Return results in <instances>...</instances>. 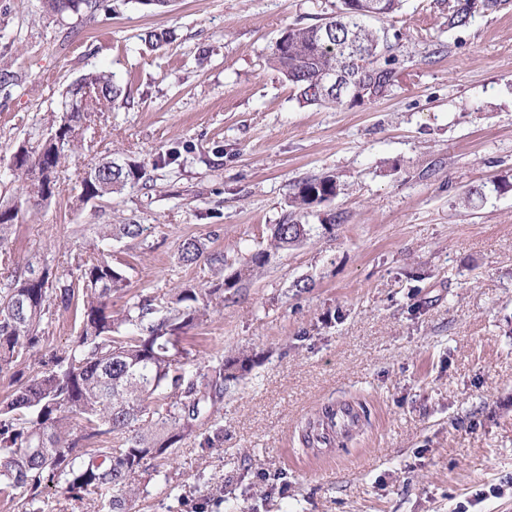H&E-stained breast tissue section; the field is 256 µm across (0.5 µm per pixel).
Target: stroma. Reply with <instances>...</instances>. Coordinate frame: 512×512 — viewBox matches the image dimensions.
<instances>
[{
	"label": "stroma",
	"mask_w": 512,
	"mask_h": 512,
	"mask_svg": "<svg viewBox=\"0 0 512 512\" xmlns=\"http://www.w3.org/2000/svg\"><path fill=\"white\" fill-rule=\"evenodd\" d=\"M335 4L104 0L58 19L42 0H0V73L13 77L0 86V203L20 210L16 265L67 269L93 255L90 225L144 224L147 245L107 250L129 295L167 302L215 279L206 260H179L183 240L223 253L229 274L271 225L312 227L189 331L199 360L252 362L195 436L132 477L140 512H512V189H493L512 182V10L452 30L448 0H404L374 22L401 48L398 87L355 107L306 105L268 58ZM154 30L170 41L149 47ZM101 71L125 104L92 113L49 201L22 196L12 154ZM173 148L179 163L148 187L81 200L89 167ZM324 175L338 195L292 211L298 184ZM475 189L485 199L463 208ZM41 334L26 364L0 372V400L72 344L73 314L54 312ZM346 404L357 425L304 449L306 420Z\"/></svg>",
	"instance_id": "obj_1"
}]
</instances>
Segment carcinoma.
Here are the masks:
<instances>
[{
  "label": "carcinoma",
  "instance_id": "carcinoma-1",
  "mask_svg": "<svg viewBox=\"0 0 512 512\" xmlns=\"http://www.w3.org/2000/svg\"><path fill=\"white\" fill-rule=\"evenodd\" d=\"M65 10L63 0H44L47 14L93 15L100 0H74ZM512 5V0H448V28H463L477 15H489ZM364 0H336V11L325 21L285 31L275 42L270 64L294 87L308 105L356 106L363 100L349 98L336 89L322 90L324 75L351 59L356 50L372 57L366 71L350 66L353 77L374 86L371 100L387 96L397 83L395 44L387 35L367 25L361 13ZM93 96L90 112L112 110L122 88L104 73L82 78ZM80 127L62 113L51 131L54 139L14 152L9 163L28 198L51 199L57 189L58 170L65 151L78 142ZM173 155H162L152 164L109 159L84 173L80 197L84 201L147 184V169L167 164ZM338 192L330 175L301 183L290 207L311 211ZM18 209L0 208V253L7 254L8 229ZM142 224H99L101 241L127 238L147 243ZM307 224H274L266 249L251 257V264L224 276V255L209 256L219 277L198 292L185 288L173 306L160 309L150 296L130 298L118 309L112 298L127 294L124 270L107 255L83 261L62 271L42 268L32 278L34 266L15 267L0 286V371L25 363L43 337L39 326L52 310H69L81 303L78 332L73 345L55 352L42 369L0 401V497L22 498L24 512H45L43 489L53 485L89 512H133L138 492L130 480L138 471L177 447L196 432L209 407L224 398V382L248 370L250 356L198 363L183 346L184 335L206 316L205 299L224 295L251 276L253 268L269 262L273 253L300 244L309 235ZM203 254L201 243L187 239L179 259L195 263ZM336 427V411L326 406L309 425L302 442L307 448L330 445L323 428ZM121 445L112 447V439ZM115 491L102 497V490Z\"/></svg>",
  "mask_w": 512,
  "mask_h": 512
}]
</instances>
